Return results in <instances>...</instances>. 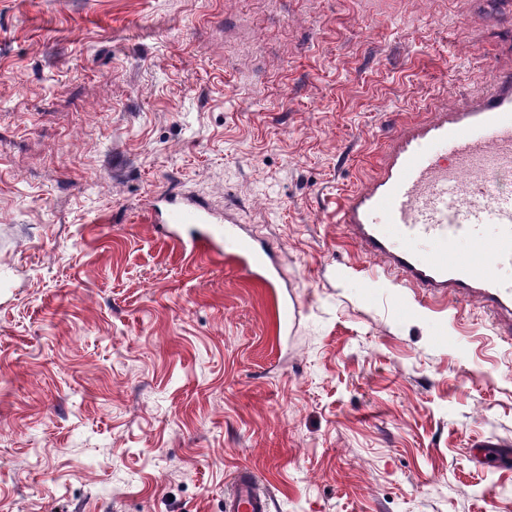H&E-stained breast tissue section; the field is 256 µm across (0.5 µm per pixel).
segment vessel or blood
Segmentation results:
<instances>
[{
  "label": "vessel or blood",
  "instance_id": "1",
  "mask_svg": "<svg viewBox=\"0 0 512 512\" xmlns=\"http://www.w3.org/2000/svg\"><path fill=\"white\" fill-rule=\"evenodd\" d=\"M503 174H512V66L497 67L465 103L438 108L431 119L403 123L387 136L372 176L337 201L336 221L384 275L423 298L475 299L492 319H512V284L492 273L512 266V191L495 183ZM152 209L180 233L183 252L225 256L263 283L273 275L272 250L224 224L204 203L168 193ZM489 224L497 227L491 237L484 233ZM458 240L489 255L490 270L479 269L473 256H449L445 244ZM420 242L442 249L425 256ZM271 504L246 469L224 496V512H272Z\"/></svg>",
  "mask_w": 512,
  "mask_h": 512
}]
</instances>
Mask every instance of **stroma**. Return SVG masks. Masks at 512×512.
I'll return each mask as SVG.
<instances>
[{
	"instance_id": "35a3bbf8",
	"label": "stroma",
	"mask_w": 512,
	"mask_h": 512,
	"mask_svg": "<svg viewBox=\"0 0 512 512\" xmlns=\"http://www.w3.org/2000/svg\"><path fill=\"white\" fill-rule=\"evenodd\" d=\"M488 49L497 0H0V512H223L242 469L276 512H512V328L335 217ZM162 191L281 279L160 237Z\"/></svg>"
}]
</instances>
